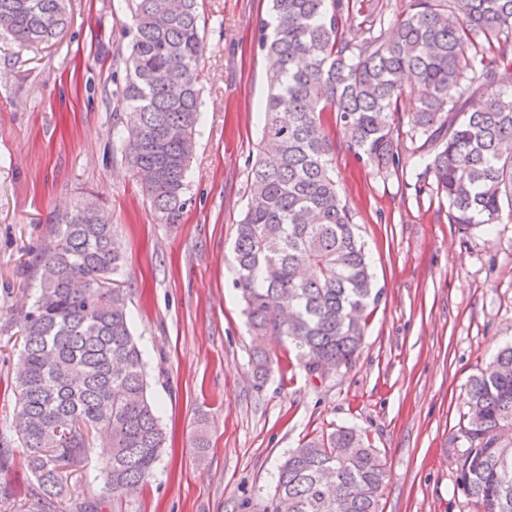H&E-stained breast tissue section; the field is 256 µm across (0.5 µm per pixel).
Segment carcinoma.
I'll return each mask as SVG.
<instances>
[{
  "mask_svg": "<svg viewBox=\"0 0 512 512\" xmlns=\"http://www.w3.org/2000/svg\"><path fill=\"white\" fill-rule=\"evenodd\" d=\"M258 24L268 92L237 224L235 287L245 304L257 381L284 336L311 376L352 365L367 311L378 302L356 215L334 175L338 125L354 158L377 174L415 178V195L448 204L465 234L512 223V0H408L400 17L353 0H270ZM125 78L112 97L123 117L124 159L160 224L187 204L201 115L204 55L198 0H128ZM69 0H0V30L20 46L66 27ZM486 96L480 108L471 107ZM411 108H403L404 103ZM53 246L33 265L39 288L24 306L13 434L34 482L28 512H101L107 495L154 475L166 445L148 394L146 364L130 328L129 294L117 284L123 254L102 209L57 214ZM453 449L458 489L483 512H512V345L470 380ZM111 448L103 493L70 488V467L89 435ZM14 460L0 436V477ZM380 451L352 427L288 452L263 512H382Z\"/></svg>",
  "mask_w": 512,
  "mask_h": 512,
  "instance_id": "cac0c4a2",
  "label": "carcinoma"
}]
</instances>
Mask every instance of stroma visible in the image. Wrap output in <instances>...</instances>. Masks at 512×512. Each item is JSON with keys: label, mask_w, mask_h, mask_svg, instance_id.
Segmentation results:
<instances>
[{"label": "stroma", "mask_w": 512, "mask_h": 512, "mask_svg": "<svg viewBox=\"0 0 512 512\" xmlns=\"http://www.w3.org/2000/svg\"><path fill=\"white\" fill-rule=\"evenodd\" d=\"M269 6L200 0L202 117L176 224L155 222L112 136L125 0H70L67 27L39 46L0 35V434L15 408L20 309L38 286L31 265L52 215L93 198L124 254L119 281L169 435L122 512H262L289 450L339 427L366 432L384 456L382 512H480L457 487L452 440L470 379L512 342V223L461 233L437 199L357 164L335 126L336 180L380 300L351 366L312 378L270 336L276 364L255 382L233 246L267 94L255 30Z\"/></svg>", "instance_id": "35a3bbf8"}]
</instances>
